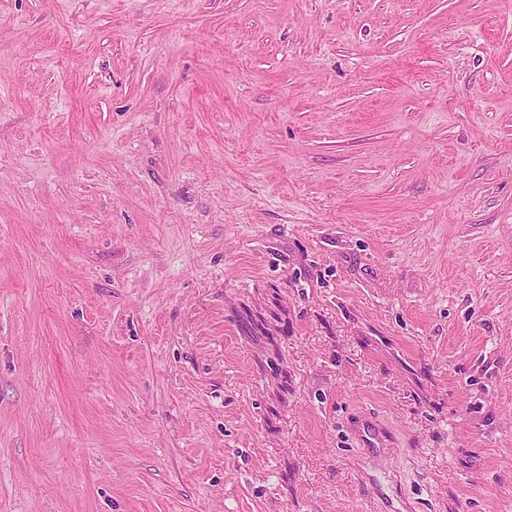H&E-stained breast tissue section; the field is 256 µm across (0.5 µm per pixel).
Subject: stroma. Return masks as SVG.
<instances>
[{
    "instance_id": "1",
    "label": "stroma",
    "mask_w": 512,
    "mask_h": 512,
    "mask_svg": "<svg viewBox=\"0 0 512 512\" xmlns=\"http://www.w3.org/2000/svg\"><path fill=\"white\" fill-rule=\"evenodd\" d=\"M386 502L512 512V0H0V512ZM361 427L354 431L362 448H381L386 446L387 428L378 420H363Z\"/></svg>"
}]
</instances>
